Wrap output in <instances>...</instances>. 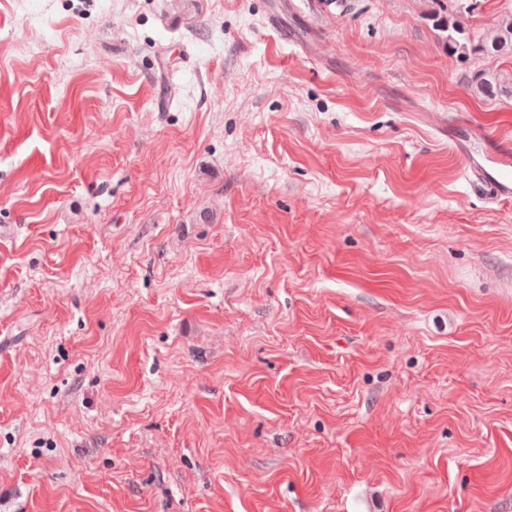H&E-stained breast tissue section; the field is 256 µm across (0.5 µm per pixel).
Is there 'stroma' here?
<instances>
[{
  "label": "stroma",
  "instance_id": "obj_1",
  "mask_svg": "<svg viewBox=\"0 0 512 512\" xmlns=\"http://www.w3.org/2000/svg\"><path fill=\"white\" fill-rule=\"evenodd\" d=\"M510 14L0 0V512H512ZM464 43L469 55L491 59L512 54V15L505 17L493 30ZM473 91L485 98H512V72L480 69L472 78ZM465 173L473 190H486L492 201L512 200V161L505 150L491 158L484 152L465 151Z\"/></svg>",
  "mask_w": 512,
  "mask_h": 512
}]
</instances>
